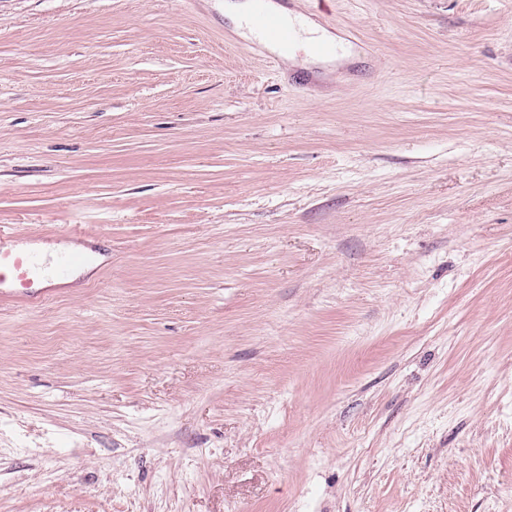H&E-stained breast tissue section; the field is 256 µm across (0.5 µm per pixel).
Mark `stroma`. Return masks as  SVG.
I'll return each instance as SVG.
<instances>
[{
  "instance_id": "stroma-1",
  "label": "stroma",
  "mask_w": 512,
  "mask_h": 512,
  "mask_svg": "<svg viewBox=\"0 0 512 512\" xmlns=\"http://www.w3.org/2000/svg\"><path fill=\"white\" fill-rule=\"evenodd\" d=\"M0 0V512H512V0ZM263 7L273 11L259 10L248 16L249 27L259 36L262 46H272L280 51L291 49L298 38V29L288 22L281 12H288L280 5L265 2L224 3V16L232 20L237 28H244V17L249 9ZM281 11V12H278ZM293 19L296 21L299 30H300V40L294 46V48L290 51V57L294 59L296 57V52L302 50L305 55L315 58L318 55L312 53L309 47L317 42H326L332 46H334V38L329 35L326 31L322 30L317 24L314 22L307 20L299 15H293ZM11 236L0 230V294L2 297L22 293L32 302L42 303L49 295L47 291H16V288H31L48 276L43 274L33 255H21L9 247Z\"/></svg>"
}]
</instances>
